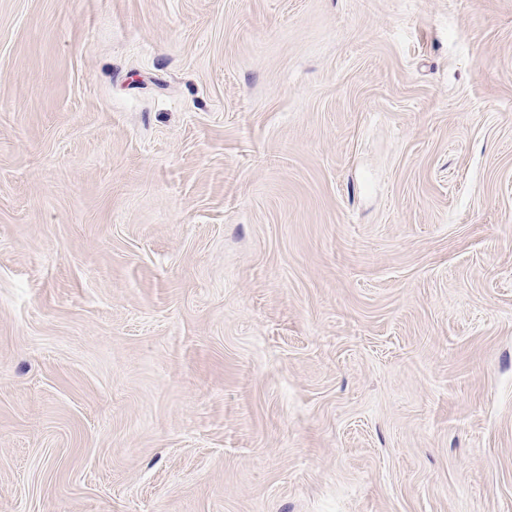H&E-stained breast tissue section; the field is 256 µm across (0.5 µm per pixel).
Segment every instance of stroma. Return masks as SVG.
<instances>
[{"instance_id":"1","label":"stroma","mask_w":512,"mask_h":512,"mask_svg":"<svg viewBox=\"0 0 512 512\" xmlns=\"http://www.w3.org/2000/svg\"><path fill=\"white\" fill-rule=\"evenodd\" d=\"M0 512H512V0H0Z\"/></svg>"}]
</instances>
